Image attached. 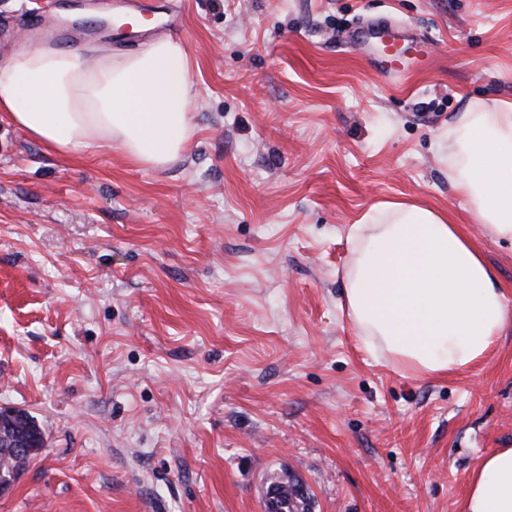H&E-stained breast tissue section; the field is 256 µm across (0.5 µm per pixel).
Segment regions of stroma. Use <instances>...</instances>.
Returning a JSON list of instances; mask_svg holds the SVG:
<instances>
[{
  "mask_svg": "<svg viewBox=\"0 0 512 512\" xmlns=\"http://www.w3.org/2000/svg\"><path fill=\"white\" fill-rule=\"evenodd\" d=\"M121 0H0V60L33 23L139 45ZM177 14L195 133L160 169L64 157L0 118V408L46 446L0 512H458L512 447V330L479 366L410 378L342 308L348 229L376 204L447 212L512 296V243L448 181L463 113L512 102V0H142ZM424 53L395 83L359 22Z\"/></svg>",
  "mask_w": 512,
  "mask_h": 512,
  "instance_id": "1",
  "label": "stroma"
}]
</instances>
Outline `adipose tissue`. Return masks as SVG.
Returning <instances> with one entry per match:
<instances>
[{
    "mask_svg": "<svg viewBox=\"0 0 512 512\" xmlns=\"http://www.w3.org/2000/svg\"><path fill=\"white\" fill-rule=\"evenodd\" d=\"M193 63L166 36L115 55L71 53L52 40L0 61V113L56 154L107 146L144 168L165 167L194 134ZM464 152L449 175L481 224L512 242V102L464 113L449 128ZM344 300L362 347L407 376L457 375L479 365L512 325V300L446 213L405 201L375 205L351 225ZM459 512H512V448L481 457Z\"/></svg>",
    "mask_w": 512,
    "mask_h": 512,
    "instance_id": "ef3b65f1",
    "label": "adipose tissue"
}]
</instances>
